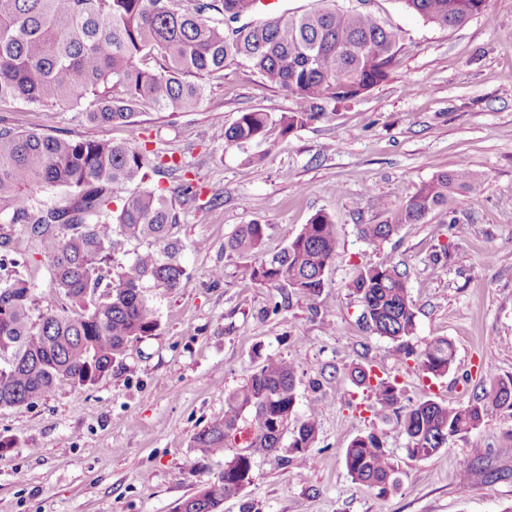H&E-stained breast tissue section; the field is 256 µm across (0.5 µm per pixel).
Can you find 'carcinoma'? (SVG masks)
I'll return each instance as SVG.
<instances>
[{"instance_id":"obj_1","label":"carcinoma","mask_w":512,"mask_h":512,"mask_svg":"<svg viewBox=\"0 0 512 512\" xmlns=\"http://www.w3.org/2000/svg\"><path fill=\"white\" fill-rule=\"evenodd\" d=\"M254 0H0V103L20 100L40 107L77 110L93 123L132 124L141 106L190 112L200 103L204 79L229 64L242 65L295 97L293 111L240 113L224 128V143L263 137L272 125L283 136L323 116L322 104L352 99L389 77L399 34L371 13L340 0H318L303 14L227 30L224 21L252 13ZM428 22L456 28L485 12L489 0H403ZM182 169L173 160L152 164L143 148L108 140H78L0 127V218L30 225L29 233L50 260V275L70 307L34 314V286L27 260L0 232V409L30 404L57 387H83L107 376L134 341L155 336L160 321L144 284L172 291L189 276L179 261L177 203L195 196L192 183L170 194L148 185L150 175ZM479 186L461 163L437 174L387 208L379 224L359 225L360 236L380 245L405 224H422L440 207L459 206ZM64 189L65 206L42 204L40 191ZM120 207L112 209L114 201ZM267 225L241 224L224 249L239 256L263 251ZM146 241V249L112 266L114 236ZM336 224L315 214L280 251L241 270L244 279L289 288L316 300L336 258ZM362 304L371 332L416 357L427 377H441L455 362L454 344L431 340L415 351L410 338L415 312L406 274L390 260L364 267L347 283ZM260 362L224 399V415L193 436V445L221 450L250 417V457L224 467L233 479L184 499L177 512H223L224 501L252 482L257 451L282 447L299 465L312 459L317 423L296 416L298 366L276 354ZM353 384L374 395V416L385 419L400 404L396 381L356 367ZM467 403L431 399L403 411L407 456H433L448 437L477 429L489 416L512 414V376L489 374ZM353 481L387 497L398 491L397 465L382 436L367 432L345 448Z\"/></svg>"}]
</instances>
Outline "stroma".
Segmentation results:
<instances>
[{"mask_svg": "<svg viewBox=\"0 0 512 512\" xmlns=\"http://www.w3.org/2000/svg\"><path fill=\"white\" fill-rule=\"evenodd\" d=\"M366 11L399 29L386 81L288 135L225 145L222 125L240 113L292 111L294 97L234 64L204 81L200 105L170 114L143 107L129 126L92 124L76 111L0 105V127L75 139H112L181 159L185 176L160 174L164 188L199 179L180 210V288L147 287L158 335L131 343L94 385L63 386L29 405L0 409V512H175L208 487L236 452L200 453L191 438L224 413V397L255 368V346L294 360L299 418L318 425L307 467L284 463L286 449L255 456L254 479L224 512H503L512 505V415L488 418L436 454L414 460L397 413L383 420L349 372L374 366L396 378L403 405L464 402L486 373L512 375V0L443 29L401 0H367ZM468 163L479 190L456 212L432 213L374 246L359 234L401 195ZM332 216L336 260L317 300L242 279L244 257L224 242L241 224L267 227L275 252L317 212ZM28 259L38 311L65 304L24 224L0 219ZM392 260L405 272L416 314L415 347L452 341L447 375L423 377L396 345L373 334L347 288L360 267ZM220 267V286L210 271ZM373 431L398 463L402 484L377 497L355 483L344 450ZM199 458L188 468L187 458ZM482 467H475V459Z\"/></svg>", "mask_w": 512, "mask_h": 512, "instance_id": "obj_1", "label": "stroma"}]
</instances>
